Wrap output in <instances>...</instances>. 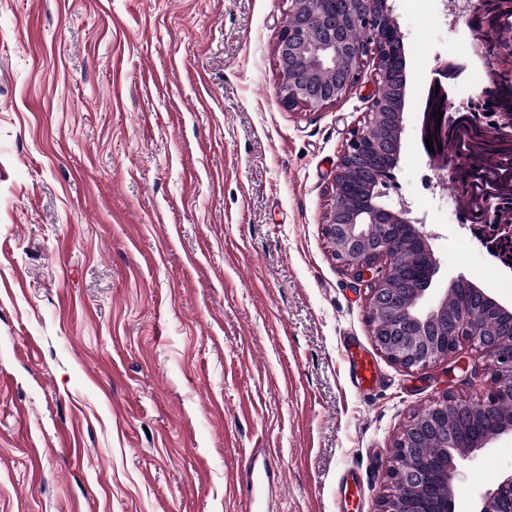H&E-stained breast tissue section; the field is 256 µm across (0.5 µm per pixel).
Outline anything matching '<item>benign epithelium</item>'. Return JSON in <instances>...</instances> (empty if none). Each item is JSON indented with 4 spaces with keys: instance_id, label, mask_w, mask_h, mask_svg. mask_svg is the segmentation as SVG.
<instances>
[{
    "instance_id": "obj_1",
    "label": "benign epithelium",
    "mask_w": 512,
    "mask_h": 512,
    "mask_svg": "<svg viewBox=\"0 0 512 512\" xmlns=\"http://www.w3.org/2000/svg\"><path fill=\"white\" fill-rule=\"evenodd\" d=\"M462 12L473 20L482 19L485 0H464ZM288 17L291 24L280 30L274 46L276 94L283 105L301 109L333 105L355 86L369 62L377 84L389 88L388 95L374 98L364 125L353 132L338 159L331 204L323 221L336 260L359 279L374 276L369 309L376 346L407 369H424L451 357L463 340L476 345L485 359L490 377L486 392L478 397L447 394L413 416L396 439L385 475L391 493L382 498L378 508V512H455L453 485L448 483V477L457 472L455 458L470 457L491 438L512 429V418L499 415L501 407L512 404V323L504 322L512 318V311L478 287L471 292L485 301L486 313L480 319L473 317L467 305L455 317H448L446 294L430 307H422L437 260L429 235L410 217V207L403 201L386 204L376 199L362 209L344 204L343 185L354 170L353 157L387 148L396 156L401 152V139L387 145L382 138L372 140L366 134L389 124L398 134L402 128L405 83L393 82L388 48L381 36L383 26L395 24L388 0H341L339 7L336 0H288ZM362 25L367 26L368 37L359 41L353 30ZM466 107L447 96L433 100L424 134L448 149V115ZM439 113L443 114L440 120ZM493 135L498 142L512 144V111L496 112ZM398 225L429 268L425 278L406 290L392 287L401 274ZM477 406L492 431L463 450L448 431V419L467 415ZM424 436L432 437L438 448L434 459L420 445ZM479 499L478 512H512V473L495 487L481 491Z\"/></svg>"
}]
</instances>
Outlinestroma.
Instances as JSON below:
<instances>
[{"label":"stroma","instance_id":"1","mask_svg":"<svg viewBox=\"0 0 512 512\" xmlns=\"http://www.w3.org/2000/svg\"><path fill=\"white\" fill-rule=\"evenodd\" d=\"M401 153L383 200L424 218L438 269L512 310L421 132L439 62L473 38L448 0H389ZM286 0H0V512H242L248 448L270 512H375L411 417L469 393L480 355L409 370L377 349L370 283L323 231L336 163L379 92L290 109ZM356 341L377 382L360 389ZM457 506L512 472V431L458 460ZM240 495L246 512H267L270 498L282 486L280 471L268 448H250L239 471Z\"/></svg>","mask_w":512,"mask_h":512}]
</instances>
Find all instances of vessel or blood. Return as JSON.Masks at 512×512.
<instances>
[{
	"mask_svg": "<svg viewBox=\"0 0 512 512\" xmlns=\"http://www.w3.org/2000/svg\"><path fill=\"white\" fill-rule=\"evenodd\" d=\"M347 353L358 384H371L374 365L370 358L352 344L348 345ZM239 486L245 512H268L273 493L282 486V477L270 449L252 448L245 452L239 471Z\"/></svg>",
	"mask_w": 512,
	"mask_h": 512,
	"instance_id": "vessel-or-blood-1",
	"label": "vessel or blood"
}]
</instances>
